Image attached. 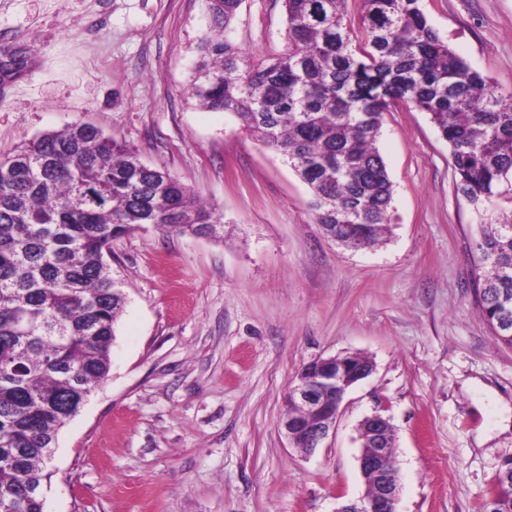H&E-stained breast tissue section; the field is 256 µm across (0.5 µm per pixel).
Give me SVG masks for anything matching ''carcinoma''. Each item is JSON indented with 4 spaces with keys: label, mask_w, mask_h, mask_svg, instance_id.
<instances>
[{
    "label": "carcinoma",
    "mask_w": 512,
    "mask_h": 512,
    "mask_svg": "<svg viewBox=\"0 0 512 512\" xmlns=\"http://www.w3.org/2000/svg\"><path fill=\"white\" fill-rule=\"evenodd\" d=\"M288 53L245 69L224 36L241 0H207L210 33L190 92L232 113L308 185L315 223L340 244L390 233L393 183L376 143L395 103L428 113L451 149L455 191L478 217L482 316L512 346V94L456 54L420 0H283ZM149 225L217 238L224 214L89 124L42 133L0 155V510L43 512L45 464L60 430L107 378L125 304L112 239ZM489 496L512 512V461Z\"/></svg>",
    "instance_id": "carcinoma-1"
}]
</instances>
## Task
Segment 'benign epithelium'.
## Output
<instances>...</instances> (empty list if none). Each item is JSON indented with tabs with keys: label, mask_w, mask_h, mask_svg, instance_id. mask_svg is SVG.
Returning <instances> with one entry per match:
<instances>
[{
	"label": "benign epithelium",
	"mask_w": 512,
	"mask_h": 512,
	"mask_svg": "<svg viewBox=\"0 0 512 512\" xmlns=\"http://www.w3.org/2000/svg\"><path fill=\"white\" fill-rule=\"evenodd\" d=\"M354 354L319 359L310 363L307 375L299 376L288 391V403L302 409L306 419L285 413L282 426L292 447L315 450L333 430L348 391L367 378L374 365H355ZM389 419L375 412L360 422L362 446L359 467L367 489L358 498L340 504L336 512H397L400 477L387 468L395 446L385 437Z\"/></svg>",
	"instance_id": "7a95c632"
}]
</instances>
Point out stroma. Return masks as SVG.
Returning <instances> with one entry per match:
<instances>
[{"mask_svg":"<svg viewBox=\"0 0 512 512\" xmlns=\"http://www.w3.org/2000/svg\"><path fill=\"white\" fill-rule=\"evenodd\" d=\"M429 23L512 93V0H421ZM282 0H242L247 67L288 51ZM205 0H0V154L73 122L99 127L224 213L220 239L152 227L112 242L126 303L106 380L61 430L44 512H335L362 495L358 424L394 427L398 512H478L512 458V346L480 312L478 219L418 108L384 113L391 232L347 248L315 224L281 154L190 94ZM373 373L314 451L281 427L302 367L346 353Z\"/></svg>","mask_w":512,"mask_h":512,"instance_id":"obj_1","label":"stroma"}]
</instances>
